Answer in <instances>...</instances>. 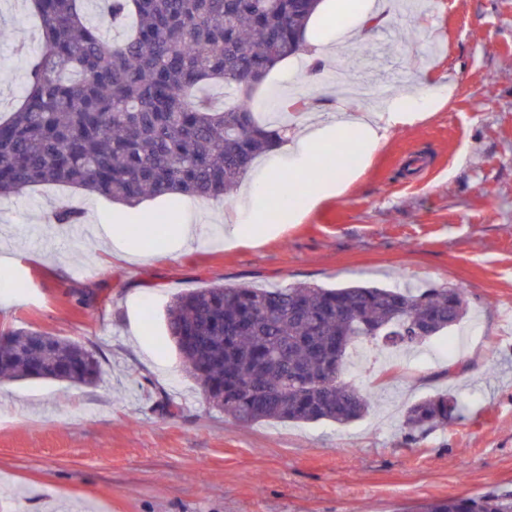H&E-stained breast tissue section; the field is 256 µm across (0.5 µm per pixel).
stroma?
<instances>
[{"label":"stroma","instance_id":"obj_1","mask_svg":"<svg viewBox=\"0 0 512 512\" xmlns=\"http://www.w3.org/2000/svg\"><path fill=\"white\" fill-rule=\"evenodd\" d=\"M394 21L311 67L335 46L344 0L307 30L308 53L288 58L250 106L283 114L289 133L332 124L348 98L344 65L381 91L438 102L393 127L341 193L299 221L277 222L230 246L223 200L158 197L146 209L173 224L155 256L113 238L116 205L56 185L0 199V331L27 327L83 344L97 385L0 381V512H415L452 496L512 492V0H390ZM38 45L27 0H0V110L24 91ZM406 71L405 82L392 81ZM303 99V116L284 102ZM67 200L79 224H50ZM195 229L182 241L177 225ZM326 288L375 284L460 289L468 313L441 357L353 345L343 378L371 395L368 414L247 427L209 404L167 336L172 297L197 288ZM452 393L459 412L418 443L407 406Z\"/></svg>","mask_w":512,"mask_h":512}]
</instances>
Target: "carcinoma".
Instances as JSON below:
<instances>
[{
	"label": "carcinoma",
	"mask_w": 512,
	"mask_h": 512,
	"mask_svg": "<svg viewBox=\"0 0 512 512\" xmlns=\"http://www.w3.org/2000/svg\"><path fill=\"white\" fill-rule=\"evenodd\" d=\"M34 0L40 48L18 106L0 119V198L37 184L138 205L182 195L222 199L254 161L285 141L288 126L255 118L254 91L304 52L320 0ZM219 85L236 101L217 109ZM67 202L51 224H80ZM456 288L413 292L369 285L199 288L166 310L168 336L206 399L244 425L262 421L346 425L370 396L341 380L355 341L414 348L466 315ZM1 379L93 385L98 360L82 344L10 329ZM458 411L448 394L407 407L416 443ZM418 512H512V494L448 497Z\"/></svg>",
	"instance_id": "cac0c4a2"
}]
</instances>
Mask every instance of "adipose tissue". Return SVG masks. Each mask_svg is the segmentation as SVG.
<instances>
[{
  "instance_id": "obj_1",
  "label": "adipose tissue",
  "mask_w": 512,
  "mask_h": 512,
  "mask_svg": "<svg viewBox=\"0 0 512 512\" xmlns=\"http://www.w3.org/2000/svg\"><path fill=\"white\" fill-rule=\"evenodd\" d=\"M433 96L397 97L386 112H347L340 126L324 125L306 129L297 139L287 142L286 148L294 158L295 172L289 180L270 174L246 190L251 217L247 222L231 220L225 236L235 241L246 236L263 234L262 224L274 204L287 205L289 218H296L327 197L341 192L353 171L330 148L337 136L347 138L355 152L367 155L375 151L397 124L413 121L418 112L430 106ZM330 164L329 174H321L322 164Z\"/></svg>"
}]
</instances>
